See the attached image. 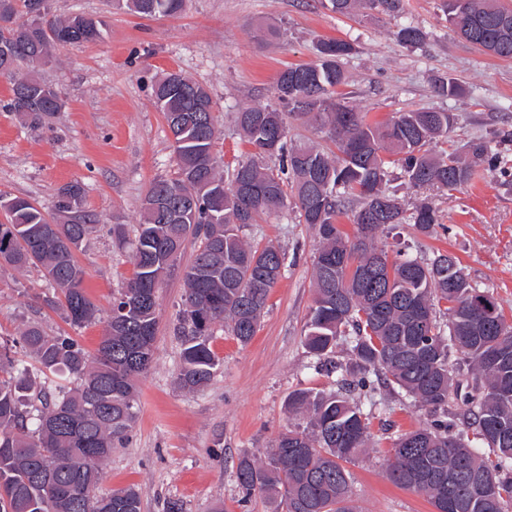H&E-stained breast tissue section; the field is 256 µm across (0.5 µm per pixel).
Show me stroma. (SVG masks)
Instances as JSON below:
<instances>
[{"mask_svg": "<svg viewBox=\"0 0 512 512\" xmlns=\"http://www.w3.org/2000/svg\"><path fill=\"white\" fill-rule=\"evenodd\" d=\"M53 14L84 12L103 19L106 31L95 43L56 53L42 71L59 94L62 110L34 127L3 107L10 86L0 82V192L51 205L71 182L86 189V210L95 229L77 253L86 271L88 297L109 312L112 299L132 278L130 244L141 200L150 182L173 176L176 166L165 119L154 103L153 85L165 72H180L205 86L215 103L220 136L214 151L223 169L248 161L254 149L239 135L233 116L242 106L274 101L281 70L318 59L320 40L335 38L353 51L338 87L368 121L387 120L403 109L449 112L456 125L435 151H450L474 137L512 132V60L492 56L457 36L448 26L441 0H403L401 15L370 12L339 15L321 0H188L178 17L140 19L112 9L107 0H50ZM418 27L423 41L405 46L394 37L401 23ZM279 28L264 41L261 25ZM454 77L462 95L439 94L441 78ZM441 223L434 234L401 224L377 237L379 247L407 248L410 256L436 251L455 254L474 286L493 296L512 318V178L480 172L452 194L434 192ZM123 225L126 243L116 242L113 225ZM244 238L280 245L287 253L282 278L272 288L266 311L250 343L240 344L216 326L211 347L221 366L194 392L176 382L180 338L175 327L183 284L167 279L160 288L155 360L140 377L137 417L129 439L102 466L98 491L128 487L139 491L142 512H269L262 495L243 500L235 478L240 456L261 455L302 416L286 402L297 389L333 391L337 374L320 371L303 344L313 304L312 267L318 240L295 209L249 225ZM35 269H0V338L18 336L39 323L51 334L76 336L96 353L105 321L70 326L57 296ZM370 407L373 448L349 463L353 497L361 512H434L424 495L394 485L387 477L386 450L392 436L425 426L428 411L399 390H381Z\"/></svg>", "mask_w": 512, "mask_h": 512, "instance_id": "stroma-1", "label": "stroma"}]
</instances>
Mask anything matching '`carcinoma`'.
<instances>
[{
    "label": "carcinoma",
    "instance_id": "carcinoma-1",
    "mask_svg": "<svg viewBox=\"0 0 512 512\" xmlns=\"http://www.w3.org/2000/svg\"><path fill=\"white\" fill-rule=\"evenodd\" d=\"M29 0H0V41L17 57L51 62L57 50L102 39L104 22L83 14L57 17L50 6L35 25L19 22ZM143 19L177 17L187 0H109ZM337 14L381 11L395 15L402 0H324ZM451 29L493 55L512 59V6L502 0H443ZM405 45L423 40L421 30L402 24L395 33ZM352 46L341 40L320 44L315 63L289 66L276 81L278 106H246L235 113L243 138L260 156L277 157L278 169L255 160L229 174L214 153L219 128L209 90L182 73L168 72L154 84L156 107L169 127L177 171L150 183L140 206L134 241L135 271L113 299L96 355L68 334H48L39 324L0 344V512H141L133 488L96 494L99 466L128 440L135 422L136 382L154 360L158 293L175 274L185 242L193 258L182 266V309L178 385L194 390L220 365L210 346L222 322L246 344L255 336L269 292L281 277L285 254L259 247L242 229L288 205L316 231L314 301L304 330L308 352L329 372L330 355L349 338L353 363L340 387L326 393L297 389L288 412L306 426L281 434L264 456L243 455L236 481L247 499L259 493L273 512H360L344 464L369 447L368 417L354 402L355 389L375 390L374 381L396 387L430 409L426 426L397 435L388 448V475L397 486L425 495L435 512H512V320L492 302L491 324L474 303L477 291L459 259L449 252L431 258L390 256L378 233L412 224L431 235L439 215L423 197L408 208L389 190V166L416 190L451 193L481 170L504 172L500 141L475 138L460 152L435 153L430 145L453 131L448 112L412 109L384 123L336 97L346 82L342 59ZM27 65L11 85L5 108L40 126L62 103L57 91ZM316 124L336 150L288 146L287 119ZM79 183L60 188L51 207L12 195L0 222V268H35L62 293L73 327L96 318L97 306L83 288L84 268L76 253L94 228L91 214L73 221L83 205ZM355 232L347 234L339 219ZM21 347L33 364L18 363ZM473 370V394L462 400L471 435L454 431L448 402L461 365ZM45 377L37 388L34 374ZM376 380H371V377ZM71 378L68 388L59 381ZM478 474H491L490 492L477 489Z\"/></svg>",
    "mask_w": 512,
    "mask_h": 512
}]
</instances>
